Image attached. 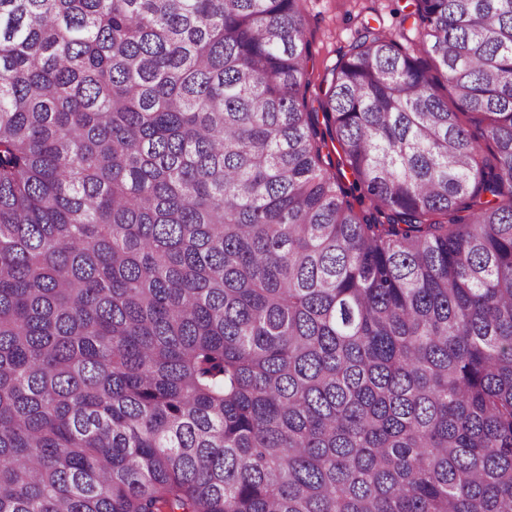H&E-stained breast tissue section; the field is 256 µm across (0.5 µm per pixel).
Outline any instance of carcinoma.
<instances>
[{"label":"carcinoma","mask_w":512,"mask_h":512,"mask_svg":"<svg viewBox=\"0 0 512 512\" xmlns=\"http://www.w3.org/2000/svg\"><path fill=\"white\" fill-rule=\"evenodd\" d=\"M303 2L0 0V512H512V0ZM399 1V2H398ZM405 0H306L303 2L307 36L311 42L309 105L318 108L331 70L339 64L358 31L368 25L396 33L401 16L393 9Z\"/></svg>","instance_id":"1"}]
</instances>
